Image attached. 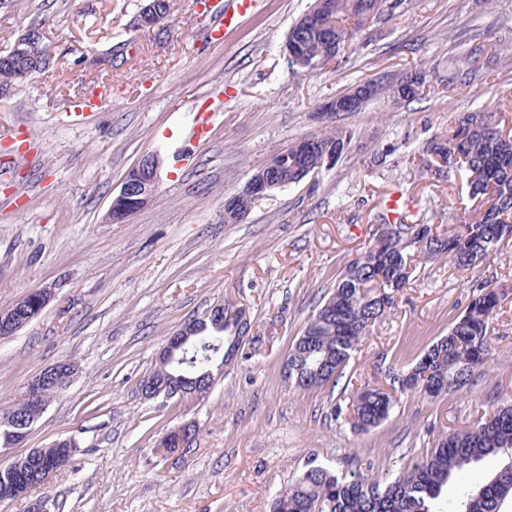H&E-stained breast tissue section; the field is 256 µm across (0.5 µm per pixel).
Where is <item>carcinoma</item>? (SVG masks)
<instances>
[{
	"mask_svg": "<svg viewBox=\"0 0 512 512\" xmlns=\"http://www.w3.org/2000/svg\"><path fill=\"white\" fill-rule=\"evenodd\" d=\"M320 0H311L308 13L316 19L307 25H293L288 35L303 57L301 70L314 71L334 61H347L358 34L387 7V0H330V9L322 12ZM30 62L21 55H0V85L13 83L16 69ZM405 97H424L426 78L422 71L408 70L391 86ZM507 113L484 107L463 112L448 124V130L430 142L424 166L433 157L457 153L461 166L469 173L468 185L473 197L485 210L474 221H463L452 235L439 234L417 246L400 238L384 239L389 222L383 220L376 237L360 257L350 261L336 285L304 327L302 335L312 339V354L305 358V340L298 342L292 360L300 362V372L289 370L299 388H321L343 373L353 353L370 328L396 306L399 292L410 281L421 256L448 257L458 269L479 266L499 245L512 239V131L505 132ZM320 143L345 149L353 132L334 126L316 135ZM325 166L316 148L290 150L280 157L270 172L273 189L299 184ZM498 292L484 283L475 286L465 312L448 328V334L426 349L410 371L399 379V387L419 389L439 396L451 389H462L474 370L486 362L489 319L498 306ZM60 372L44 387L39 403L21 399L4 409H22L26 416L64 391L61 379L75 368L71 363L58 365ZM192 380V394L201 396L210 389L204 371L191 363L156 365L140 382L141 393L164 381ZM393 408V395L382 388L360 387L351 392L347 411L354 412L352 426L367 430L387 420ZM75 446L68 440L39 449L40 456L17 458L0 466V499L17 497L16 483L35 487L43 481L50 460ZM490 455L500 457L498 469L479 483L462 487L453 507L443 501L449 483L458 481ZM512 500V405L483 410L470 428L443 434L421 461L407 467L389 482L349 478L322 466H311L273 500V512H501Z\"/></svg>",
	"mask_w": 512,
	"mask_h": 512,
	"instance_id": "obj_1",
	"label": "carcinoma"
}]
</instances>
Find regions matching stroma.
I'll return each instance as SVG.
<instances>
[{"mask_svg":"<svg viewBox=\"0 0 512 512\" xmlns=\"http://www.w3.org/2000/svg\"><path fill=\"white\" fill-rule=\"evenodd\" d=\"M146 0H0V52L40 25L47 71L0 98V308L49 288L53 297L17 334L0 338V406L56 363L77 377L26 442L0 464L69 438L78 451L46 484L0 502V512H271L276 493L309 464L386 478L479 403H512V242L470 271L423 259L398 306L377 323L335 385L298 390L282 364L346 264L369 246L395 191L439 233L471 220L464 169L446 178L409 165L454 116L505 104L512 0H411L375 19L349 61L292 72L283 54L311 0H260L240 25L207 38L193 0H173L165 30L136 24ZM127 45L113 65L98 60ZM408 68L429 94L382 92L355 112L327 101ZM452 78L451 87L443 79ZM214 112L197 141L200 106ZM354 133L332 166L273 191L240 224L225 202L254 169L332 124ZM159 153L156 200L122 224L105 215L127 172ZM500 302L487 362L459 391L397 394L390 418L354 429L334 407L361 385L389 388L445 336L475 284ZM246 308L252 337L203 397L147 400L139 391L168 338L215 304ZM195 422L190 447L157 451L169 430Z\"/></svg>","mask_w":512,"mask_h":512,"instance_id":"35a3bbf8","label":"stroma"}]
</instances>
